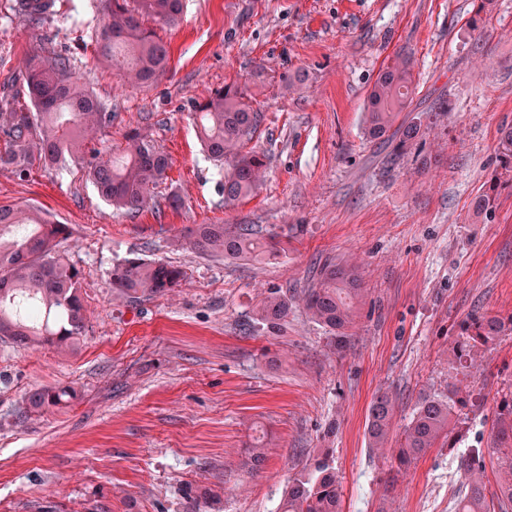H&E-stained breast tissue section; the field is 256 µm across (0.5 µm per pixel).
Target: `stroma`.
I'll list each match as a JSON object with an SVG mask.
<instances>
[{"instance_id":"stroma-1","label":"stroma","mask_w":512,"mask_h":512,"mask_svg":"<svg viewBox=\"0 0 512 512\" xmlns=\"http://www.w3.org/2000/svg\"><path fill=\"white\" fill-rule=\"evenodd\" d=\"M95 25L91 0H59L40 24L0 0V89L25 58L69 54L112 114L95 148L119 151L138 129L172 167L155 204L133 213L76 163L22 178L0 168V205L72 228L61 252L87 311L78 349L0 340V512H277L289 481L324 456L342 512H454L459 457L489 448L512 396V332L472 351V367L454 357L470 314H512V182L493 183L499 129L512 125V0H186L158 31L169 67L148 87L94 59ZM399 52L414 61L399 123L420 126L404 145L364 133V101ZM227 84L261 114L244 148L265 161L259 188L232 204L191 117ZM491 186L492 215L476 214ZM190 224L272 228L284 250L262 263L202 256L183 241ZM136 257L180 268L175 292L114 299L113 266ZM328 258L355 263L365 290L342 345L302 306ZM271 289L292 306L272 329L254 316ZM452 382L474 394L468 432L397 467L391 450L420 397ZM50 386L75 397L27 413L25 394ZM381 392L395 401L384 452L367 436ZM259 435L267 456L254 472L240 462Z\"/></svg>"}]
</instances>
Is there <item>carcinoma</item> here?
I'll use <instances>...</instances> for the list:
<instances>
[{
	"label": "carcinoma",
	"instance_id": "1",
	"mask_svg": "<svg viewBox=\"0 0 512 512\" xmlns=\"http://www.w3.org/2000/svg\"><path fill=\"white\" fill-rule=\"evenodd\" d=\"M29 0H16L13 8L39 23L56 13L57 0L49 7L30 11ZM96 26L92 35L95 55L123 80L148 86L166 72L167 44L146 29L142 19L175 23L183 0H94ZM16 88L0 94V167L25 176L34 162L55 165L68 159L83 162L98 193L116 210H139L154 198V190L168 180L169 157L137 130L128 133L117 156L100 157L90 147L96 134L112 122V113L95 93L80 81L71 59L54 51L25 59L15 78ZM412 86V60L398 54L382 68L368 95L366 132L380 139L393 127L407 106ZM26 97L29 105L20 104ZM201 143L221 171L224 202L250 196L260 185L264 159L255 152H241L242 140L259 122L260 115L246 102L237 86L211 92L194 106ZM498 150L506 176L512 180V126L499 131ZM72 231L55 224L27 205H0V339L27 346L72 347L86 328V309L81 294L80 273L64 261L59 251ZM187 247L210 257L247 258L260 262L276 246L275 235L262 237L250 224H194L184 235ZM183 278V271L161 261L126 259L112 270V288L129 301L164 295ZM361 279L353 264H323L316 282L305 296V308L318 324L344 341L352 327L356 304L362 297ZM288 297L272 289L256 308V320L274 327L288 317ZM512 331V315L504 318L482 313L471 315L463 329L457 358L466 361L469 352L494 337ZM74 391L68 387H44L25 397L31 412H43L68 402ZM471 402L470 390L451 384L448 393L421 400L403 431L395 459L399 466L423 456L455 429L466 427L464 409ZM394 405L386 394L370 405L368 436L372 447L382 449L392 425ZM491 453L497 455L499 471L497 509L512 508V399L499 407ZM467 477L465 492L455 502L454 512H491L483 476L485 452L475 448L459 457ZM340 481L326 457L317 460L307 474L295 477L285 492L280 512H340Z\"/></svg>",
	"mask_w": 512,
	"mask_h": 512
}]
</instances>
